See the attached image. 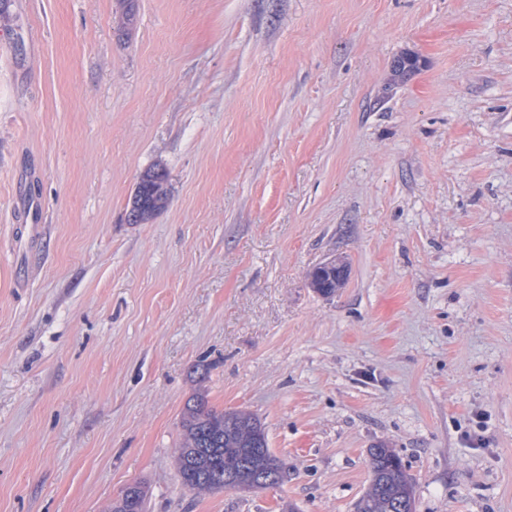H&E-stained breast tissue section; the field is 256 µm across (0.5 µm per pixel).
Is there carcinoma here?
<instances>
[{"label":"carcinoma","mask_w":512,"mask_h":512,"mask_svg":"<svg viewBox=\"0 0 512 512\" xmlns=\"http://www.w3.org/2000/svg\"><path fill=\"white\" fill-rule=\"evenodd\" d=\"M168 182L167 171L156 165L140 175L139 197L130 200L128 222L138 224L137 213L163 210L168 190L158 189ZM183 439L177 448V471L182 487L191 493L214 492L224 481V467L248 458V445L268 447L267 436L258 419L247 412H225L209 405L197 393L186 403L182 414ZM372 479L357 504V512H413L411 481L395 451L380 445L370 451Z\"/></svg>","instance_id":"1"}]
</instances>
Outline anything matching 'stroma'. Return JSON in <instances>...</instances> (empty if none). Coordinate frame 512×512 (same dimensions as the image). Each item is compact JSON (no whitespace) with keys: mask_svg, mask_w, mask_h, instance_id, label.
I'll return each mask as SVG.
<instances>
[{"mask_svg":"<svg viewBox=\"0 0 512 512\" xmlns=\"http://www.w3.org/2000/svg\"><path fill=\"white\" fill-rule=\"evenodd\" d=\"M0 3V512H356L381 443L512 512V0ZM200 390L280 486L183 491ZM141 183V192L139 197L134 194L129 202L127 210V220L131 224H141L140 220L136 217L137 213L142 214L153 211L155 214L163 210L168 202V186L167 190H158L161 183L168 185V173L160 165H155L152 168L145 170L139 177ZM135 199V200H134ZM131 215L134 217L131 218Z\"/></svg>","mask_w":512,"mask_h":512,"instance_id":"stroma-1","label":"stroma"}]
</instances>
